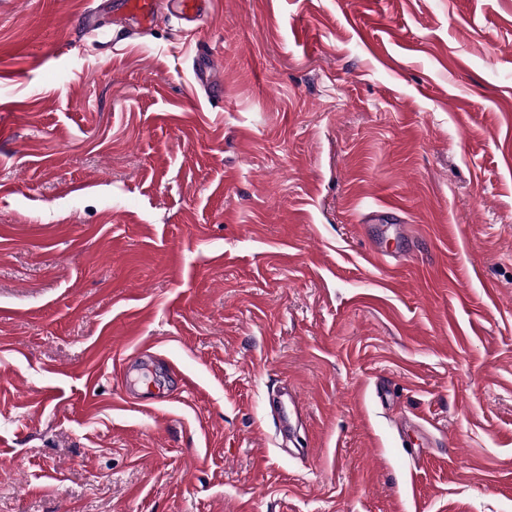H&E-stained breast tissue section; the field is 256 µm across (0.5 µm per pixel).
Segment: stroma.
<instances>
[{"mask_svg": "<svg viewBox=\"0 0 512 512\" xmlns=\"http://www.w3.org/2000/svg\"><path fill=\"white\" fill-rule=\"evenodd\" d=\"M94 7L0 0V512H512V0ZM125 14L141 27L154 25L162 7L173 10L188 23L198 22L205 10L206 0H124Z\"/></svg>", "mask_w": 512, "mask_h": 512, "instance_id": "1", "label": "stroma"}]
</instances>
